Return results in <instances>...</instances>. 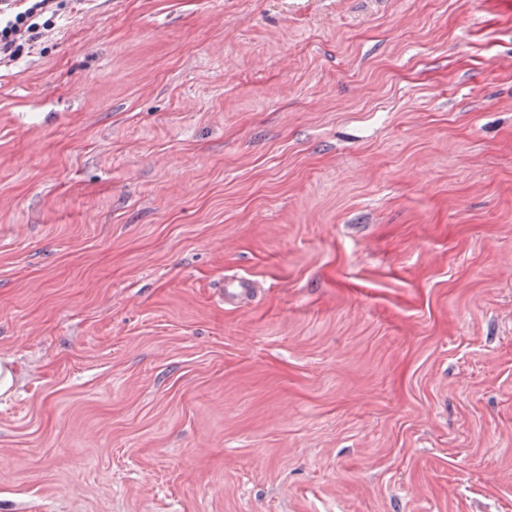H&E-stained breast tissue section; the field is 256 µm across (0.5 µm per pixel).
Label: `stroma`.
I'll return each instance as SVG.
<instances>
[{
    "mask_svg": "<svg viewBox=\"0 0 512 512\" xmlns=\"http://www.w3.org/2000/svg\"><path fill=\"white\" fill-rule=\"evenodd\" d=\"M1 357L0 512H512V0H87L0 70ZM225 304H248L255 293L252 280L243 275L225 276L224 287L220 289Z\"/></svg>",
    "mask_w": 512,
    "mask_h": 512,
    "instance_id": "stroma-1",
    "label": "stroma"
}]
</instances>
